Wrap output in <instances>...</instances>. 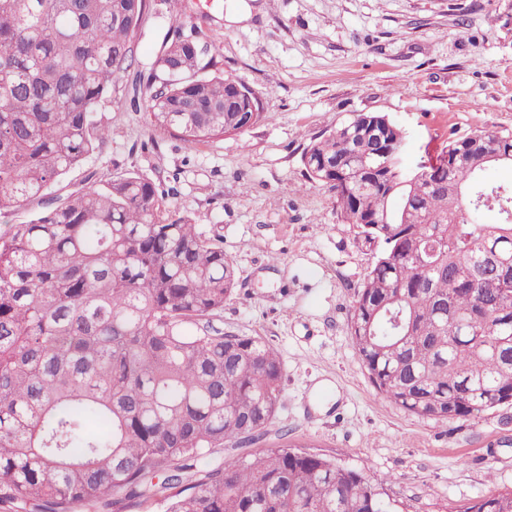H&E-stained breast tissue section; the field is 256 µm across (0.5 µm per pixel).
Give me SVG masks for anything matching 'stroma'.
I'll return each instance as SVG.
<instances>
[{
	"mask_svg": "<svg viewBox=\"0 0 512 512\" xmlns=\"http://www.w3.org/2000/svg\"><path fill=\"white\" fill-rule=\"evenodd\" d=\"M176 28L250 90L259 122L191 150L153 129L144 77ZM135 58L95 114L109 141L49 194L137 173L166 188L171 214L223 238L238 279L224 329L262 338L282 361L260 447L355 468L384 482L398 512H458L512 490V405L444 422L374 389L348 320L375 252L302 162L311 139L353 113L402 127L407 169L448 138L512 134V0H151Z\"/></svg>",
	"mask_w": 512,
	"mask_h": 512,
	"instance_id": "stroma-1",
	"label": "stroma"
}]
</instances>
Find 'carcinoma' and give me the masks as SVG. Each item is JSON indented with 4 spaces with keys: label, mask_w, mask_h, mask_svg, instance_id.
I'll return each mask as SVG.
<instances>
[{
    "label": "carcinoma",
    "mask_w": 512,
    "mask_h": 512,
    "mask_svg": "<svg viewBox=\"0 0 512 512\" xmlns=\"http://www.w3.org/2000/svg\"><path fill=\"white\" fill-rule=\"evenodd\" d=\"M145 0H0V512H74L108 497L166 512H397L362 473L297 448L248 452L281 400L278 352L217 325L237 284L220 237L161 218L163 191L137 174L48 189L99 151L95 120L135 62ZM180 32L146 79L154 129L191 150L235 132L245 86L206 74ZM405 132L354 114L302 162L357 224L375 261L349 317L378 394L446 420L512 405V135L479 131L400 165ZM495 210L501 222L486 224ZM165 472L162 482L155 481ZM464 512H512V491Z\"/></svg>",
    "instance_id": "obj_1"
}]
</instances>
